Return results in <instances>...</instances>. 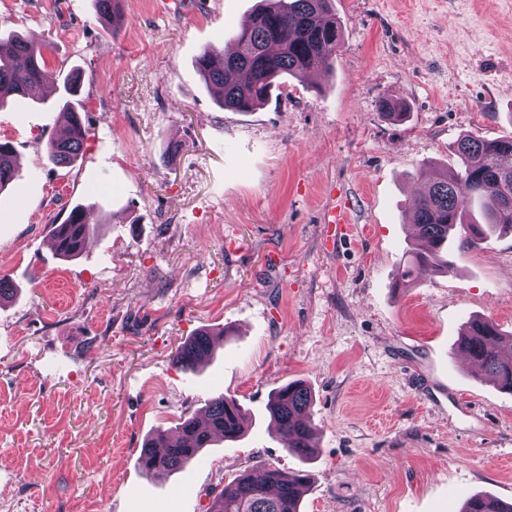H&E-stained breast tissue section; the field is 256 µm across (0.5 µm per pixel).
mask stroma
I'll return each mask as SVG.
<instances>
[{
    "label": "stroma",
    "mask_w": 512,
    "mask_h": 512,
    "mask_svg": "<svg viewBox=\"0 0 512 512\" xmlns=\"http://www.w3.org/2000/svg\"><path fill=\"white\" fill-rule=\"evenodd\" d=\"M260 0H0V38L52 45L45 104L0 108L21 177L0 193V512H207L221 480L312 475L301 512H459L512 501V396L456 350L474 316L512 333V234L397 279L417 246L424 165L464 132L512 135V0H332L342 47L249 112L195 70ZM89 129L46 155L67 74ZM406 101L400 122L380 98ZM99 227L73 259L51 237L75 205ZM344 216L326 223L328 209ZM216 332L185 371L175 349ZM312 389L316 457L276 436L270 394ZM224 394L246 428L199 463L147 474L145 439ZM460 512H512V503H505L491 495L477 494L465 501Z\"/></svg>",
    "instance_id": "1"
}]
</instances>
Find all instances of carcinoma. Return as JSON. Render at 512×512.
Here are the masks:
<instances>
[{"label":"carcinoma","mask_w":512,"mask_h":512,"mask_svg":"<svg viewBox=\"0 0 512 512\" xmlns=\"http://www.w3.org/2000/svg\"><path fill=\"white\" fill-rule=\"evenodd\" d=\"M97 17L113 22L118 19L119 0H93ZM231 53L208 47L196 61L202 80L217 90L221 106L227 110L247 111L271 95L276 79L282 75L297 80L325 70L341 47V28L330 0H262L240 27ZM49 44L19 35L0 40V105L11 95L33 103L44 101L45 57ZM81 88V75L64 78V102L59 114L65 126L47 142L48 159L56 165L74 163L87 140V128L71 98ZM384 115L399 120L407 104L384 97L377 103ZM459 169L436 174L409 207V223L421 242L411 252L408 265L400 272L407 280L416 269L446 273L453 267L448 260L454 237L458 249H472L497 233H512V136L485 139L470 134L458 137L451 146ZM14 150L0 142V193L18 177ZM84 207L72 209L53 232L58 255L72 258L82 253V244L94 234L95 224L73 222ZM506 335L488 318L467 322L458 341V349L469 356L479 372L491 377L497 387L512 395V358L501 353ZM213 334L202 331L187 339L175 351L173 360L193 370L212 355ZM313 403L312 391L301 382H289L269 396L267 410L284 450L297 457L316 453L312 444L314 428L305 420ZM220 430L223 438L243 435L244 414L235 399L224 395L212 398L204 420L195 417L179 425L181 438L168 442L159 431L146 439L139 456L143 471H173L185 468L212 444ZM310 476L304 471L267 468L255 478L243 473L214 493L208 512H300L309 489ZM461 512H512V503L477 494L469 497Z\"/></svg>","instance_id":"obj_1"}]
</instances>
